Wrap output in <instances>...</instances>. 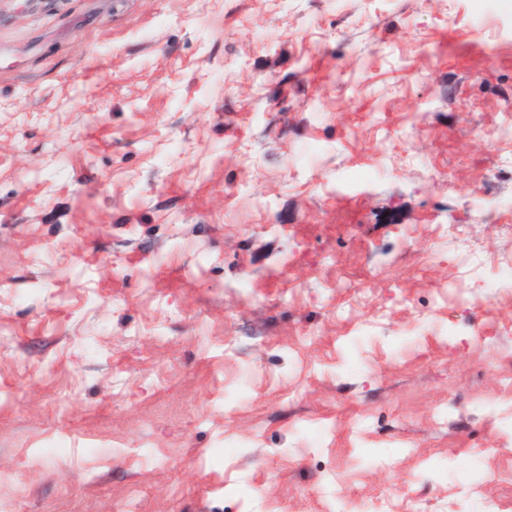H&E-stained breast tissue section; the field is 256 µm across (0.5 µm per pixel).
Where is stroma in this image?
Wrapping results in <instances>:
<instances>
[{"mask_svg":"<svg viewBox=\"0 0 512 512\" xmlns=\"http://www.w3.org/2000/svg\"><path fill=\"white\" fill-rule=\"evenodd\" d=\"M509 126L512 0H0V502L512 512ZM441 237L448 238V242L453 243L463 253L466 262L495 265L496 278L483 285L486 296L493 295L501 284L512 283V260L503 263L494 256L484 253L469 238L465 224H449L447 234H442Z\"/></svg>","mask_w":512,"mask_h":512,"instance_id":"35a3bbf8","label":"stroma"}]
</instances>
